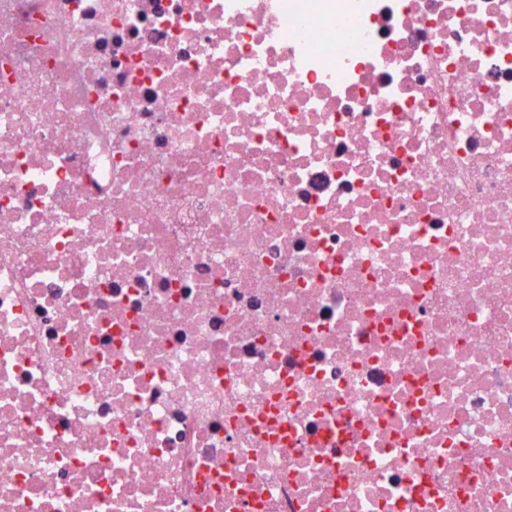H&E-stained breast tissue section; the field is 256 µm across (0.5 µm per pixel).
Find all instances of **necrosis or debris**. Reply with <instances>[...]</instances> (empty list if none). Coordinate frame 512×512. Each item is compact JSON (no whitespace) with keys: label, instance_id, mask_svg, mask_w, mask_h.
<instances>
[{"label":"necrosis or debris","instance_id":"1","mask_svg":"<svg viewBox=\"0 0 512 512\" xmlns=\"http://www.w3.org/2000/svg\"><path fill=\"white\" fill-rule=\"evenodd\" d=\"M0 512H512V0H0Z\"/></svg>","mask_w":512,"mask_h":512}]
</instances>
